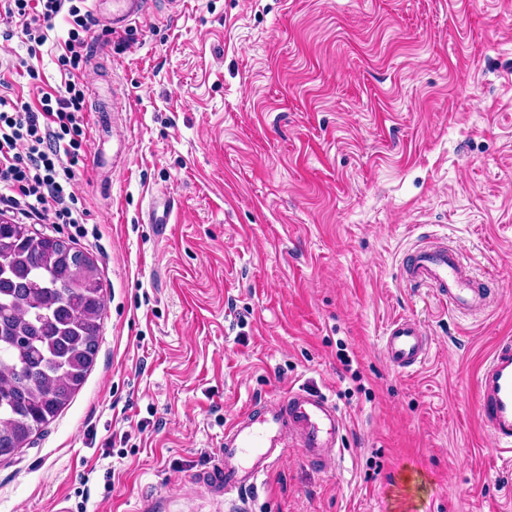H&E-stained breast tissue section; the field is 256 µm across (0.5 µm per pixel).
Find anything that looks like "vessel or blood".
I'll list each match as a JSON object with an SVG mask.
<instances>
[{"instance_id":"1","label":"vessel or blood","mask_w":512,"mask_h":512,"mask_svg":"<svg viewBox=\"0 0 512 512\" xmlns=\"http://www.w3.org/2000/svg\"><path fill=\"white\" fill-rule=\"evenodd\" d=\"M112 29L122 32L149 12L148 0H111ZM174 199L164 193L152 197L149 221H170ZM401 276L413 288H426L444 298L449 308L463 315L483 314L492 299L487 288L471 277L462 258L448 243L432 240L409 250L402 259ZM430 350L423 328L400 319L387 329L383 354L394 368L411 371ZM481 420L500 452L512 451V338L499 340L477 376ZM344 420L336 405L323 394L300 388L283 399L265 404L237 419L224 431V450L209 471L210 482L227 494L257 487L262 474L290 448L301 449L311 463L334 466Z\"/></svg>"}]
</instances>
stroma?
<instances>
[{"instance_id": "1", "label": "stroma", "mask_w": 512, "mask_h": 512, "mask_svg": "<svg viewBox=\"0 0 512 512\" xmlns=\"http://www.w3.org/2000/svg\"><path fill=\"white\" fill-rule=\"evenodd\" d=\"M48 27L33 57L0 41V93L63 85L67 16ZM108 31L87 48L76 168L97 233L30 227L98 266V353L0 458V512H512V458L475 399L512 337V0H150ZM158 193L176 199L162 233ZM427 237L493 289L486 314L403 284ZM399 318L430 340L413 373L382 355ZM298 387L343 415L336 467L290 448L255 492L210 488L225 428Z\"/></svg>"}]
</instances>
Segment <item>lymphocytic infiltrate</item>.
Wrapping results in <instances>:
<instances>
[{
	"label": "lymphocytic infiltrate",
	"instance_id": "obj_1",
	"mask_svg": "<svg viewBox=\"0 0 512 512\" xmlns=\"http://www.w3.org/2000/svg\"><path fill=\"white\" fill-rule=\"evenodd\" d=\"M86 0H0V38L22 20L29 53L48 40L45 22L64 13L70 28L57 57L63 88L36 102L0 96V209L19 224L65 225L87 236L89 211L75 191V168L87 142L85 49L94 31Z\"/></svg>",
	"mask_w": 512,
	"mask_h": 512
}]
</instances>
